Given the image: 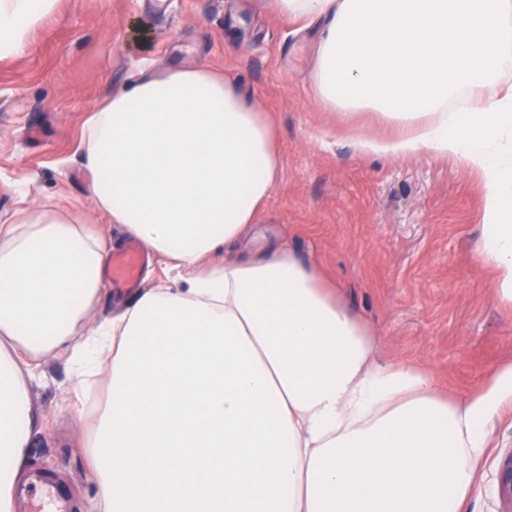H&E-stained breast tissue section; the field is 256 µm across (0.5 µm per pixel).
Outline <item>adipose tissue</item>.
I'll list each match as a JSON object with an SVG mask.
<instances>
[{"label": "adipose tissue", "mask_w": 512, "mask_h": 512, "mask_svg": "<svg viewBox=\"0 0 512 512\" xmlns=\"http://www.w3.org/2000/svg\"><path fill=\"white\" fill-rule=\"evenodd\" d=\"M58 0H0V60ZM320 23L322 112L368 110L365 155L462 160L483 183L479 263L512 306V0H270ZM276 130L207 64L143 68L91 108L90 195L176 271L107 322L88 320L111 242L38 203L0 225V512L38 423L28 382L66 348L108 373L89 444L94 512H464L489 422L512 410V360L441 393L411 362L378 365L376 330L287 242L232 251L279 177Z\"/></svg>", "instance_id": "adipose-tissue-1"}]
</instances>
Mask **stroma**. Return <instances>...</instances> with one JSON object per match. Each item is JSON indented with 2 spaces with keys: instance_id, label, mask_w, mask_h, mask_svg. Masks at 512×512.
Listing matches in <instances>:
<instances>
[{
  "instance_id": "stroma-1",
  "label": "stroma",
  "mask_w": 512,
  "mask_h": 512,
  "mask_svg": "<svg viewBox=\"0 0 512 512\" xmlns=\"http://www.w3.org/2000/svg\"><path fill=\"white\" fill-rule=\"evenodd\" d=\"M316 27L267 0H60L21 55L0 61V224L31 202L80 208L121 251L128 236L88 193L80 142L87 111L135 74L201 61L260 103L278 131L279 178L252 233L287 239L318 259L348 305L383 343L379 364L410 360L463 396L512 359V308L479 266L482 186L457 158L363 155L359 136L380 132L373 113L317 111L311 74ZM67 355L40 360L30 381L44 426L27 467L64 486L72 512H90L97 483L86 444L108 398L76 413ZM492 443L466 512H503L498 469L512 449V414L488 424Z\"/></svg>"
}]
</instances>
